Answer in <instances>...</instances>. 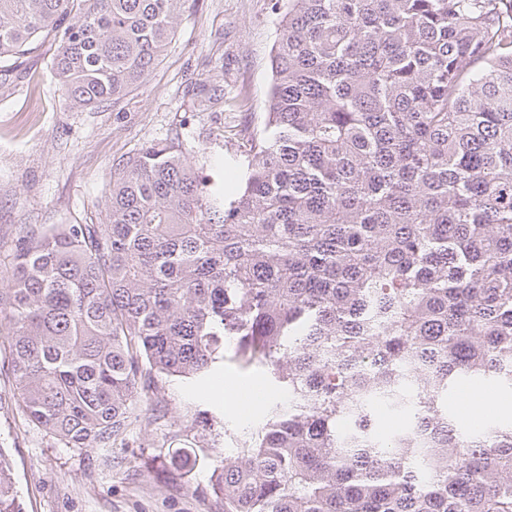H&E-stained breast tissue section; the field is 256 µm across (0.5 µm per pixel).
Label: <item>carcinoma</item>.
I'll use <instances>...</instances> for the list:
<instances>
[{
    "instance_id": "1",
    "label": "carcinoma",
    "mask_w": 512,
    "mask_h": 512,
    "mask_svg": "<svg viewBox=\"0 0 512 512\" xmlns=\"http://www.w3.org/2000/svg\"><path fill=\"white\" fill-rule=\"evenodd\" d=\"M187 3L0 0V60L52 34L61 97L116 104ZM272 70L243 189L170 138L112 165L104 223L0 238L15 407L108 448L153 375L229 345L288 401L218 452L224 512H512V424L448 412L460 378L512 389V0H288ZM376 402L409 426L381 436Z\"/></svg>"
}]
</instances>
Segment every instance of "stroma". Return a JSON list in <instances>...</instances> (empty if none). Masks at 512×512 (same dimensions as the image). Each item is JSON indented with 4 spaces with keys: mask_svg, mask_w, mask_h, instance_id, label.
<instances>
[{
    "mask_svg": "<svg viewBox=\"0 0 512 512\" xmlns=\"http://www.w3.org/2000/svg\"><path fill=\"white\" fill-rule=\"evenodd\" d=\"M281 14L279 0H189L161 63L113 107L77 110L60 98L51 41L8 61L0 76V237L24 224L103 223L113 164L150 143L180 137L205 176L243 154L268 110ZM10 387L1 355L0 449L24 512H222L209 487L215 455L250 442L268 419L266 402L243 419L215 389L161 375L122 441L79 450L25 421ZM182 451L196 460L188 488L171 466Z\"/></svg>",
    "mask_w": 512,
    "mask_h": 512,
    "instance_id": "stroma-1",
    "label": "stroma"
}]
</instances>
